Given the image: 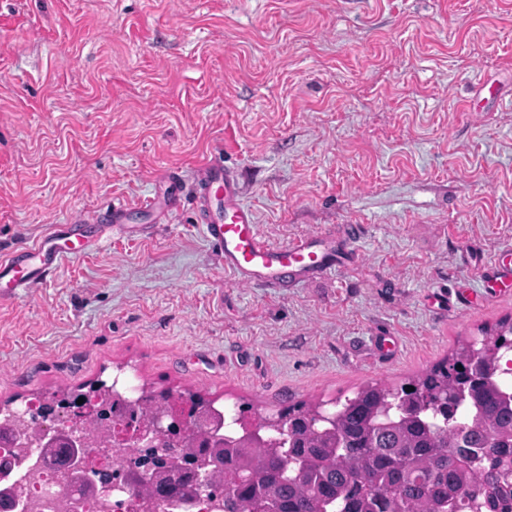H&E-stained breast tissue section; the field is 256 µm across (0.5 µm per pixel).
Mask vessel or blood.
<instances>
[{"instance_id":"vessel-or-blood-1","label":"vessel or blood","mask_w":512,"mask_h":512,"mask_svg":"<svg viewBox=\"0 0 512 512\" xmlns=\"http://www.w3.org/2000/svg\"><path fill=\"white\" fill-rule=\"evenodd\" d=\"M183 186L177 171L161 177L160 191L140 207L151 222H161L177 209ZM196 221L218 252L225 271L238 282L285 288L322 278L352 256L359 225L349 224L343 237L307 235L283 247L267 244L259 235L253 210L243 203L236 172L212 152L195 165L193 182ZM126 204L115 203L69 224L50 225L35 243L0 257V302L39 287L70 256L99 246L106 230L126 227Z\"/></svg>"}]
</instances>
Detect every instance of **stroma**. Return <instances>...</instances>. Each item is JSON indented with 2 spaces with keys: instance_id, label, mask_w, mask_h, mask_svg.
I'll list each match as a JSON object with an SVG mask.
<instances>
[{
  "instance_id": "obj_1",
  "label": "stroma",
  "mask_w": 512,
  "mask_h": 512,
  "mask_svg": "<svg viewBox=\"0 0 512 512\" xmlns=\"http://www.w3.org/2000/svg\"><path fill=\"white\" fill-rule=\"evenodd\" d=\"M222 151L262 238L354 262L238 283L183 203L0 304V408L116 374L268 416L391 387L512 318V0H0V254Z\"/></svg>"
}]
</instances>
